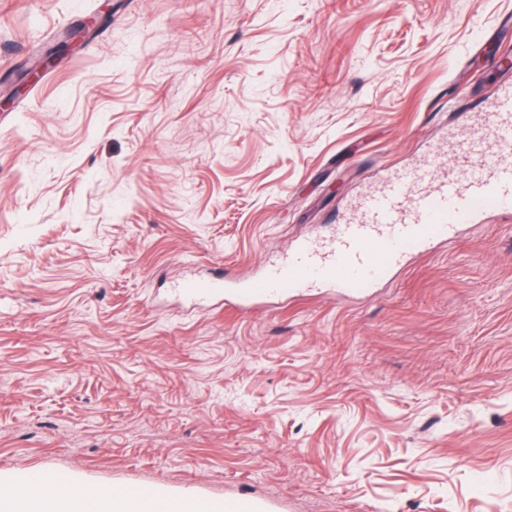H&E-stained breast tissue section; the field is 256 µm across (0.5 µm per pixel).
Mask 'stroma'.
Wrapping results in <instances>:
<instances>
[{"mask_svg": "<svg viewBox=\"0 0 512 512\" xmlns=\"http://www.w3.org/2000/svg\"><path fill=\"white\" fill-rule=\"evenodd\" d=\"M0 0V473L269 512H512V215L368 296L174 281L326 239L512 88V0Z\"/></svg>", "mask_w": 512, "mask_h": 512, "instance_id": "obj_1", "label": "stroma"}]
</instances>
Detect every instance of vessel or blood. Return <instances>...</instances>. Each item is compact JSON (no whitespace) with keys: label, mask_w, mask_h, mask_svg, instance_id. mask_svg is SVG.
<instances>
[{"label":"vessel or blood","mask_w":512,"mask_h":512,"mask_svg":"<svg viewBox=\"0 0 512 512\" xmlns=\"http://www.w3.org/2000/svg\"><path fill=\"white\" fill-rule=\"evenodd\" d=\"M490 140L448 143V165L420 162L412 171L387 176L358 203L357 214L335 238L298 240L281 261L242 281L224 269L188 279L180 292L191 299H223L244 309L328 285L355 298L367 296L413 254L452 239L490 213L512 214V92H503L487 120ZM198 512H266L248 496L202 500Z\"/></svg>","instance_id":"vessel-or-blood-1"}]
</instances>
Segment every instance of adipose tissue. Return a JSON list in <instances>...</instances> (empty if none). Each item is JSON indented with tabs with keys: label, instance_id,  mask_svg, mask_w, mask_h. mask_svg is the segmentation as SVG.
I'll use <instances>...</instances> for the list:
<instances>
[{
	"label": "adipose tissue",
	"instance_id": "adipose-tissue-1",
	"mask_svg": "<svg viewBox=\"0 0 512 512\" xmlns=\"http://www.w3.org/2000/svg\"><path fill=\"white\" fill-rule=\"evenodd\" d=\"M193 512L184 499L168 502L156 498L126 497L111 487L70 481L30 482L16 473L0 475V512Z\"/></svg>",
	"mask_w": 512,
	"mask_h": 512
}]
</instances>
